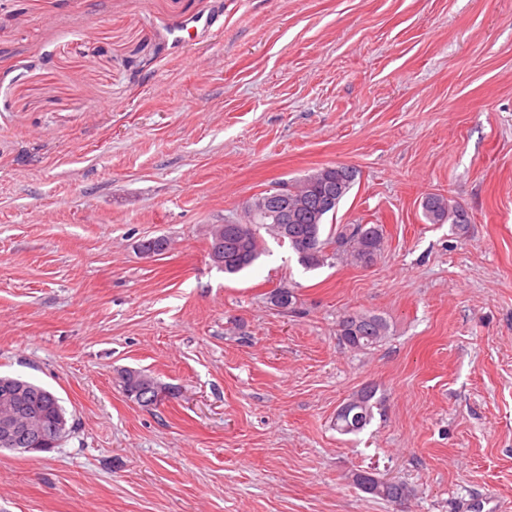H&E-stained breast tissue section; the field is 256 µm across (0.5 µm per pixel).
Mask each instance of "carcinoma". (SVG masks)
Masks as SVG:
<instances>
[{"instance_id":"cac0c4a2","label":"carcinoma","mask_w":512,"mask_h":512,"mask_svg":"<svg viewBox=\"0 0 512 512\" xmlns=\"http://www.w3.org/2000/svg\"><path fill=\"white\" fill-rule=\"evenodd\" d=\"M357 176L354 167L333 165L293 181L282 183L288 188L290 204L288 219L280 223L268 216L260 199L253 196L255 207L250 213H242L236 224H214L210 229V257L215 265L228 275H236L250 267L265 251L263 235L286 242L298 255V262L307 270L318 269L331 259H347L355 264L374 263L384 249L385 238L379 224H345L324 233L328 216L350 192ZM334 194L329 207H321L322 198ZM425 218L431 224L449 223L464 234L470 224L467 210L447 197L431 193L423 204ZM270 303L287 310L295 308L297 296L291 288H278L270 293ZM339 336L354 349H365L384 340L388 324L382 317L369 312H355L342 318L338 324ZM120 383L126 396L141 406L149 407L150 394L145 387L164 388L151 374L137 369H126L120 375ZM22 390L35 404L34 417L39 429L13 440L10 451L23 452L33 447L39 439L47 437L60 446L75 429L68 421V414L60 404V398L51 390L22 377L0 375V418L10 406L8 394ZM375 389L364 387L345 401L347 409L336 414L334 426L343 434L362 431L373 417L372 399ZM411 494L405 484L381 486L375 496L390 501L403 502Z\"/></svg>"}]
</instances>
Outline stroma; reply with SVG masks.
I'll return each mask as SVG.
<instances>
[{
  "label": "stroma",
  "mask_w": 512,
  "mask_h": 512,
  "mask_svg": "<svg viewBox=\"0 0 512 512\" xmlns=\"http://www.w3.org/2000/svg\"><path fill=\"white\" fill-rule=\"evenodd\" d=\"M339 163L373 265L212 262L244 199ZM356 311L377 346L342 341ZM126 369L171 395L133 402ZM0 373L75 419L0 451V512H512V0H0ZM425 218L432 224H451L455 230L464 234L470 224L467 210L458 203H452L447 197L431 193L425 197L423 204ZM338 327L339 336L344 343L354 349L377 345L384 340L389 329L382 317L363 311L344 316ZM349 336H353V339ZM120 383L122 384L126 396L144 407L157 406L161 402H150V396L152 394L143 391V388L154 387L164 389L169 393V389L166 386L143 370L126 369L122 371ZM375 389L364 387L355 393L342 404L347 405L345 411L336 412L334 426L342 434H354L362 431L373 417V407L371 403L375 396ZM341 405V406H342ZM355 484L363 491L371 492L378 489V487L385 482V479L375 476L370 471L356 472L353 477ZM411 494V490L404 483L396 482L393 486H380L378 492L374 495L381 499L390 502H403Z\"/></svg>",
  "instance_id": "35a3bbf8"
}]
</instances>
